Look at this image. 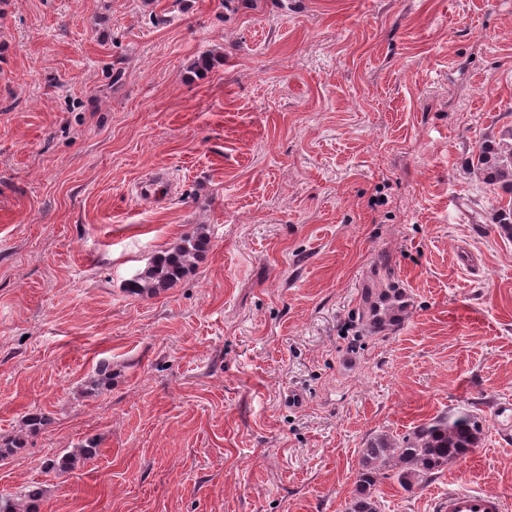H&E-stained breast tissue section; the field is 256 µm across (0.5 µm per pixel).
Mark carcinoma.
<instances>
[{"label": "carcinoma", "mask_w": 512, "mask_h": 512, "mask_svg": "<svg viewBox=\"0 0 512 512\" xmlns=\"http://www.w3.org/2000/svg\"><path fill=\"white\" fill-rule=\"evenodd\" d=\"M473 168L486 183L498 186L509 195L508 203L495 209L494 223L499 233L512 239V127L504 129L499 138L478 147L473 155ZM208 244L202 232L182 238L138 274L137 288L141 292H153L175 284L190 271ZM407 307L405 290L385 283L367 292L361 319L374 334L393 331ZM50 423L51 417L38 410L25 419L31 434ZM481 435L478 414L461 407L430 418L402 437L379 434L371 438L360 451L355 492L347 512H382L380 485L384 480L392 479L411 492L447 469L448 464L466 456L477 447ZM23 447L20 438L1 439L0 461L14 456ZM97 451L98 444L90 440L73 454L45 458L41 469L47 474H68L79 460H89ZM42 497L41 487L27 486L14 499L0 498V512H40Z\"/></svg>", "instance_id": "carcinoma-1"}]
</instances>
